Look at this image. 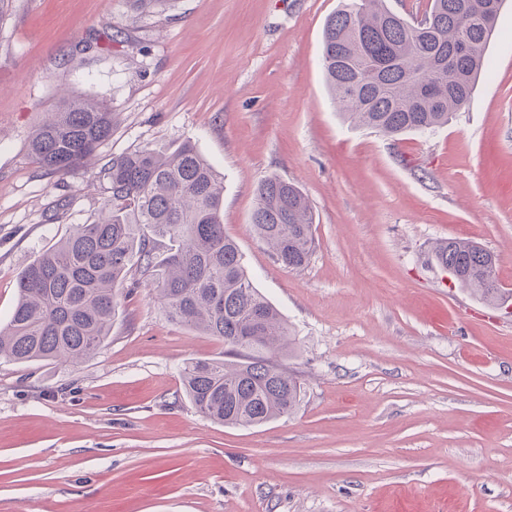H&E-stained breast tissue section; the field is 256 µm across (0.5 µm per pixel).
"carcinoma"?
<instances>
[{
    "mask_svg": "<svg viewBox=\"0 0 512 512\" xmlns=\"http://www.w3.org/2000/svg\"><path fill=\"white\" fill-rule=\"evenodd\" d=\"M505 0H431L420 19L385 0H342L325 22L321 66L346 120L394 140L432 131L471 101L495 20ZM112 133V113L82 96H62L30 136L35 161L65 174ZM112 197L105 215L78 224L24 269L19 298L0 327V359L77 364L110 335L128 278L153 288L167 320L224 343V359H197L182 372L184 392L206 417L257 426L295 412L296 374L275 360L291 346L279 310L254 286L221 220L224 186L186 141L169 153L144 148L104 168ZM251 224L276 261L293 270L314 252L312 208L293 182H260ZM458 284L490 304L502 300L496 256L450 239L432 250Z\"/></svg>",
    "mask_w": 512,
    "mask_h": 512,
    "instance_id": "obj_1",
    "label": "carcinoma"
}]
</instances>
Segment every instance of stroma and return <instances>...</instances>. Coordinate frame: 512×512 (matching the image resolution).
I'll return each instance as SVG.
<instances>
[{
  "mask_svg": "<svg viewBox=\"0 0 512 512\" xmlns=\"http://www.w3.org/2000/svg\"><path fill=\"white\" fill-rule=\"evenodd\" d=\"M340 0H5L0 6V326L20 273L112 196L113 157L192 142L224 182L225 232L284 316L292 414L227 426L182 369L224 345L122 297L78 365L0 359V512H512V6L468 106L393 141L334 109L320 66ZM108 106L112 133L63 175L29 136L60 92ZM295 182L309 265L278 263L250 216ZM448 239L497 257L490 305L431 258Z\"/></svg>",
  "mask_w": 512,
  "mask_h": 512,
  "instance_id": "obj_1",
  "label": "stroma"
}]
</instances>
